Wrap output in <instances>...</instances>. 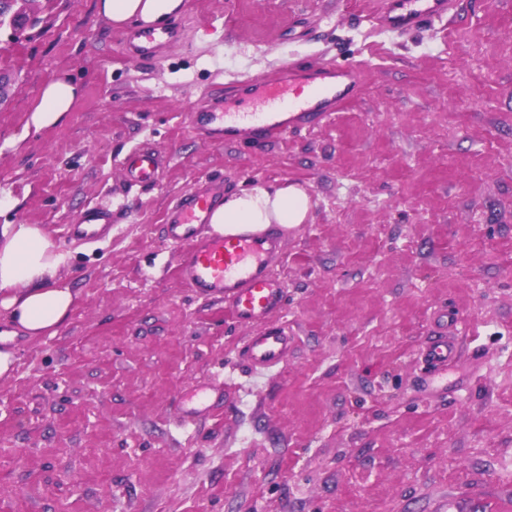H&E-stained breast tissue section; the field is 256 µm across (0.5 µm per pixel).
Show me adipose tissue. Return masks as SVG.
<instances>
[{"instance_id": "obj_1", "label": "adipose tissue", "mask_w": 512, "mask_h": 512, "mask_svg": "<svg viewBox=\"0 0 512 512\" xmlns=\"http://www.w3.org/2000/svg\"><path fill=\"white\" fill-rule=\"evenodd\" d=\"M101 15L121 26L137 22L159 29L178 13L183 0H97ZM79 93L60 77L42 90L28 124L41 130L65 119ZM312 208L306 188L286 180L229 193L211 213L208 232L215 236L260 234L271 225L290 229L306 223ZM69 255L38 224L0 226V316L13 333L0 336V377L10 375L15 359L14 334L31 339L56 335L69 319L76 294L60 277Z\"/></svg>"}]
</instances>
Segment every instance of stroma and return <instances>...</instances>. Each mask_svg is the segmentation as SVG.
I'll use <instances>...</instances> for the list:
<instances>
[{"label": "stroma", "mask_w": 512, "mask_h": 512, "mask_svg": "<svg viewBox=\"0 0 512 512\" xmlns=\"http://www.w3.org/2000/svg\"><path fill=\"white\" fill-rule=\"evenodd\" d=\"M381 2L184 0L148 63L96 0L0 16V225H44L77 294L0 378V512H512V0H451L403 36L371 28ZM297 61L354 65L362 91L271 145L195 135L202 95ZM59 77L80 88L66 120L28 128ZM146 149L164 165L142 187L124 161ZM206 177L312 199L275 268L294 345L262 377L163 233ZM89 207L112 212L95 243L69 236ZM441 331L457 356L436 392ZM200 389L217 408L182 423ZM456 356V345L448 340L447 333L432 337L423 352L428 372L431 375L430 385H437L444 381V374L448 369V362Z\"/></svg>", "instance_id": "35a3bbf8"}]
</instances>
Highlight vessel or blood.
<instances>
[{"label":"vessel or blood","instance_id":"1","mask_svg":"<svg viewBox=\"0 0 512 512\" xmlns=\"http://www.w3.org/2000/svg\"><path fill=\"white\" fill-rule=\"evenodd\" d=\"M450 0H385L370 21L378 31L403 35L446 19ZM180 25L163 32L144 27L129 30L124 47L131 58L155 59L164 44L176 41ZM361 87L357 67L291 64L268 75L230 82L226 96H208L194 119L205 139L251 147L273 143L292 131L319 125L352 100ZM124 168L132 183L152 184L160 175V161L151 151L130 154ZM224 198V181L209 177L169 207L167 240L179 250L183 284L200 298L224 302L231 318L251 328L242 355L253 374L278 368L288 357L292 336L285 310V286L272 269L284 255V242L273 232L221 238L202 234L210 210ZM111 213L86 209L70 228L72 235L90 240L104 234ZM456 345L447 335L432 337L423 352L431 384L443 382Z\"/></svg>","mask_w":512,"mask_h":512}]
</instances>
